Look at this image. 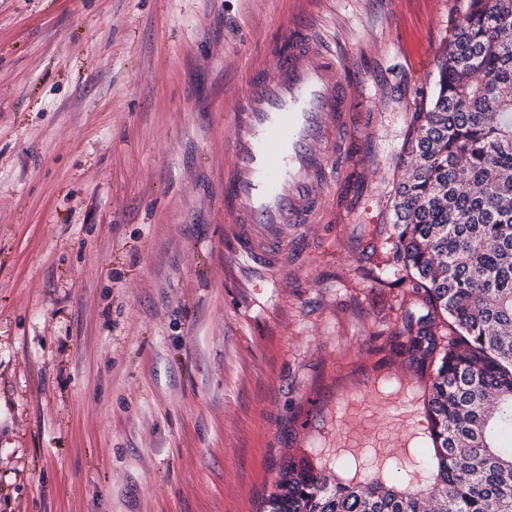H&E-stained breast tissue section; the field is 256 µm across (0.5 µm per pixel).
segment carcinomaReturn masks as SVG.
Returning a JSON list of instances; mask_svg holds the SVG:
<instances>
[{
	"mask_svg": "<svg viewBox=\"0 0 512 512\" xmlns=\"http://www.w3.org/2000/svg\"><path fill=\"white\" fill-rule=\"evenodd\" d=\"M421 93L386 240L427 313L375 351L428 377L431 487L335 481L309 454L263 512H512V0H463Z\"/></svg>",
	"mask_w": 512,
	"mask_h": 512,
	"instance_id": "cac0c4a2",
	"label": "carcinoma"
}]
</instances>
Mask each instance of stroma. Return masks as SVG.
I'll use <instances>...</instances> for the list:
<instances>
[{
	"instance_id": "1",
	"label": "stroma",
	"mask_w": 512,
	"mask_h": 512,
	"mask_svg": "<svg viewBox=\"0 0 512 512\" xmlns=\"http://www.w3.org/2000/svg\"><path fill=\"white\" fill-rule=\"evenodd\" d=\"M457 7L318 0L316 40L368 98L279 273L239 256L224 171L280 0H0V512H259L303 452L428 481L430 439L387 395L340 398L378 371L375 333L425 313L387 288L384 231Z\"/></svg>"
}]
</instances>
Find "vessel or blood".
Here are the masks:
<instances>
[{"instance_id":"1","label":"vessel or blood","mask_w":512,"mask_h":512,"mask_svg":"<svg viewBox=\"0 0 512 512\" xmlns=\"http://www.w3.org/2000/svg\"><path fill=\"white\" fill-rule=\"evenodd\" d=\"M313 0H286L271 65L252 62L234 96L224 175V221L233 225L246 260L287 267L288 227L311 221L327 182L324 139L343 133L357 103L352 82L326 59L313 36ZM403 418L429 431L421 395Z\"/></svg>"}]
</instances>
